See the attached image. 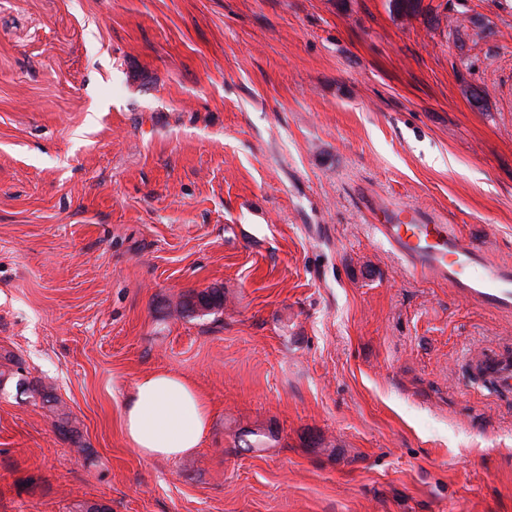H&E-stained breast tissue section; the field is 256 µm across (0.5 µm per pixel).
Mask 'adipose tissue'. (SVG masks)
Segmentation results:
<instances>
[{
    "instance_id": "1",
    "label": "adipose tissue",
    "mask_w": 512,
    "mask_h": 512,
    "mask_svg": "<svg viewBox=\"0 0 512 512\" xmlns=\"http://www.w3.org/2000/svg\"><path fill=\"white\" fill-rule=\"evenodd\" d=\"M122 425L133 448L145 457L176 460L200 447L210 414L197 388L183 375H142L125 401Z\"/></svg>"
}]
</instances>
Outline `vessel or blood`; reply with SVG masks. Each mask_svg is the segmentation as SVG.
Here are the masks:
<instances>
[{
  "label": "vessel or blood",
  "mask_w": 512,
  "mask_h": 512,
  "mask_svg": "<svg viewBox=\"0 0 512 512\" xmlns=\"http://www.w3.org/2000/svg\"><path fill=\"white\" fill-rule=\"evenodd\" d=\"M370 206L384 217L381 234L414 273L445 281L458 296L490 311L512 313L511 263L493 258L444 218L398 202L374 200ZM478 366L500 388L512 391V358L488 356Z\"/></svg>",
  "instance_id": "1"
}]
</instances>
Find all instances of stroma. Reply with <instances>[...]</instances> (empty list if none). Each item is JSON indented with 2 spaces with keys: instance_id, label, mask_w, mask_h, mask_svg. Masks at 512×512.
<instances>
[{
  "instance_id": "1",
  "label": "stroma",
  "mask_w": 512,
  "mask_h": 512,
  "mask_svg": "<svg viewBox=\"0 0 512 512\" xmlns=\"http://www.w3.org/2000/svg\"><path fill=\"white\" fill-rule=\"evenodd\" d=\"M372 198L512 262V0H0V512H512V315ZM154 371L178 460L123 433ZM369 205L384 216L378 229L414 273L448 282L461 298L511 315V263L493 258L444 218L399 202L372 200ZM483 373L494 379L506 391H512V359L508 356H488L477 361ZM122 425L144 457L176 460L200 447L210 427L202 393L183 375L153 372L137 379L125 401Z\"/></svg>"
}]
</instances>
